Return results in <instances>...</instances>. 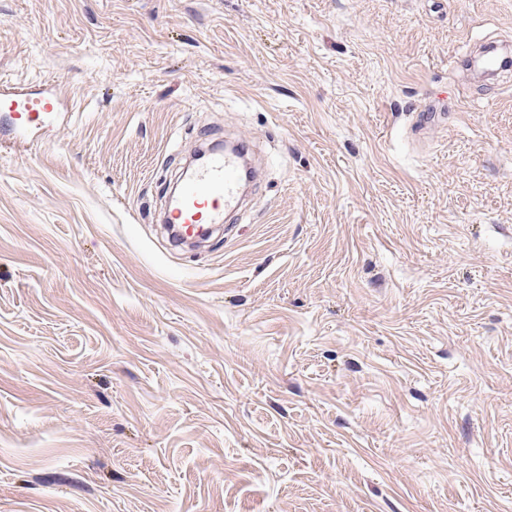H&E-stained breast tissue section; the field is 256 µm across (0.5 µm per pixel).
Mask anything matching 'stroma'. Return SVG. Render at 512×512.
I'll return each mask as SVG.
<instances>
[{
	"mask_svg": "<svg viewBox=\"0 0 512 512\" xmlns=\"http://www.w3.org/2000/svg\"><path fill=\"white\" fill-rule=\"evenodd\" d=\"M512 0H0V512H512ZM455 93L425 146L415 113ZM266 165L203 246L190 152ZM0 112H8L11 118L10 132L1 135V143L21 148L28 145L29 132L44 123L56 108L49 97L35 99L22 88L1 84Z\"/></svg>",
	"mask_w": 512,
	"mask_h": 512,
	"instance_id": "35a3bbf8",
	"label": "stroma"
}]
</instances>
